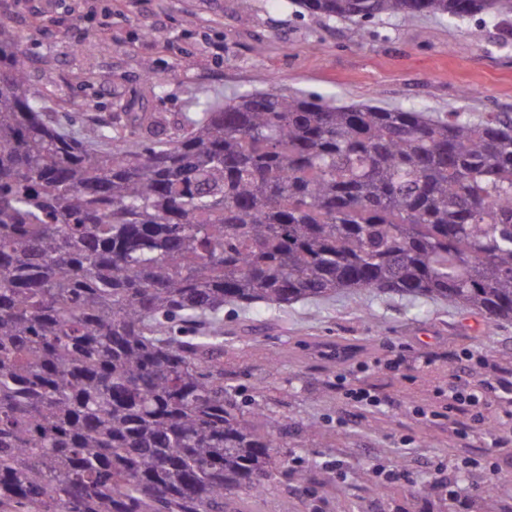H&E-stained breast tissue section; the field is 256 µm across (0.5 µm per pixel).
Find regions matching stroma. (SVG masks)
I'll return each instance as SVG.
<instances>
[{
    "instance_id": "obj_1",
    "label": "stroma",
    "mask_w": 512,
    "mask_h": 512,
    "mask_svg": "<svg viewBox=\"0 0 512 512\" xmlns=\"http://www.w3.org/2000/svg\"><path fill=\"white\" fill-rule=\"evenodd\" d=\"M0 0L24 36L31 86L50 117L89 135L130 113L174 130L199 98L281 89L342 105L413 107L478 123L512 114V20L383 16L358 25L276 10L267 0ZM111 21V35L100 32ZM224 45L223 57L208 45ZM161 78L154 88L144 63ZM434 354L423 362L424 354ZM512 370V321L442 302L361 291L248 312L224 309V383L287 420L263 494L237 512H512V451L480 457L489 430L448 427V385ZM368 388L397 407L354 409ZM317 432H307L308 423ZM397 477H390V470ZM308 480L299 483L298 472Z\"/></svg>"
}]
</instances>
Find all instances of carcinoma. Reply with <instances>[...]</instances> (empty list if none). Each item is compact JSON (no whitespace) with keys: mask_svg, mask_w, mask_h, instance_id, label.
I'll return each mask as SVG.
<instances>
[{"mask_svg":"<svg viewBox=\"0 0 512 512\" xmlns=\"http://www.w3.org/2000/svg\"><path fill=\"white\" fill-rule=\"evenodd\" d=\"M327 21L512 0H292ZM0 21V512H224L283 424L224 387V306L368 290L512 320V117L282 90L89 138Z\"/></svg>","mask_w":512,"mask_h":512,"instance_id":"carcinoma-1","label":"carcinoma"}]
</instances>
